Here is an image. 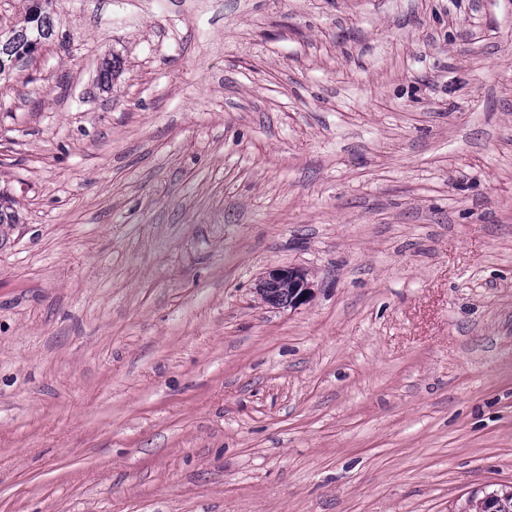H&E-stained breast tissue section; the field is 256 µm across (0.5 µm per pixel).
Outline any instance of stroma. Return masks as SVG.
I'll use <instances>...</instances> for the list:
<instances>
[{"label": "stroma", "instance_id": "obj_1", "mask_svg": "<svg viewBox=\"0 0 512 512\" xmlns=\"http://www.w3.org/2000/svg\"><path fill=\"white\" fill-rule=\"evenodd\" d=\"M48 14L0 76V512L512 487V0ZM313 283L308 273L299 268L277 267L270 269L256 284V292L261 297L273 299L274 293L285 291L288 301L283 305L297 309L312 297Z\"/></svg>", "mask_w": 512, "mask_h": 512}]
</instances>
